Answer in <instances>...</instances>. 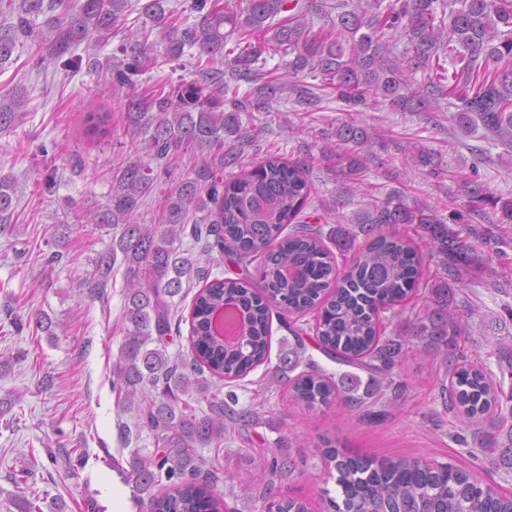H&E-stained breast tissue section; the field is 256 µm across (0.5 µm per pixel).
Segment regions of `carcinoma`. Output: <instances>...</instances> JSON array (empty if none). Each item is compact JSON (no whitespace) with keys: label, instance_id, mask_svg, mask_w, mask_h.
Wrapping results in <instances>:
<instances>
[{"label":"carcinoma","instance_id":"1","mask_svg":"<svg viewBox=\"0 0 512 512\" xmlns=\"http://www.w3.org/2000/svg\"><path fill=\"white\" fill-rule=\"evenodd\" d=\"M167 0H146L141 13L164 29L166 55L178 59L196 49L206 74L227 67L229 81L251 83L263 54L276 48L288 57V78L309 75L336 85L337 97L348 105L382 99L397 112H416L440 99L456 101L453 121L464 134L478 129L512 148V0H319L317 10L331 22V31L311 30L305 14L291 0H245L234 8L220 0H192L200 22L180 34L166 25ZM9 9L10 21H0V65L18 47L60 57L91 35H106L129 10L128 0H0V15ZM404 41L402 55L390 57V38ZM245 47L233 58L224 49L232 38ZM145 42L129 33V62L113 82L122 89L132 84ZM426 78L412 84L409 72ZM286 83L264 84L246 97L228 99L229 109L190 84L173 98H158L134 113L132 127L150 133L147 147L157 162L169 161L184 146L211 152L224 146V137L240 131L241 113L264 112L272 100L288 93ZM25 100L0 91V133L14 128ZM94 137L108 134V115L92 112L85 119ZM338 140L349 145L337 165L360 181L364 152L375 136L352 121L337 129ZM406 162L434 173L429 150L414 145ZM153 169L131 162L112 178L109 203L84 215L85 223L120 229L100 253L85 278L89 288L108 286L116 262L125 265V320L129 324L113 363L112 388L125 407L135 410V434L148 432L154 441L149 456L131 454L127 479L146 512H224V477L206 468L199 449L224 442L227 413L236 395L212 394L204 371L228 381L246 376L268 360L272 339V308L296 315L320 308L316 325L308 328L285 322L294 337L288 348V368L296 369L307 351L305 338L338 364L367 370L377 382L371 400L358 397V378L342 377L346 401L354 407H394L405 396L395 369L407 350L381 342L380 318L401 305L416 288L423 255L412 242L385 226L416 224L430 244L428 258L441 265L435 281L437 305L416 315L422 336L447 338L455 346L463 329L448 307V290L466 286V273L475 267L505 265L512 258V197L488 196L478 181L463 185L473 211L490 205L496 223L475 232L480 245L468 242L434 210L412 207L396 195L375 200L359 212L352 233L332 230L336 247L346 249L363 237L352 264L338 272L332 250L319 228L300 221L311 203L305 169L277 156L241 175L224 179V153L194 171L193 176L164 195L162 214L155 224H140L137 214L155 188ZM16 182L0 175V233L9 230L15 212ZM205 213L206 227L188 225L190 213ZM292 230H287L288 226ZM214 237L207 250L219 248L234 263L259 260L261 290L248 276L210 278L211 271L181 249V239ZM296 271L290 277L288 270ZM202 283L190 311L191 360L167 355L172 331L174 297L183 285ZM233 308L247 322L241 340L227 344L213 333L212 317ZM156 343L150 348L148 344ZM501 379L474 364L450 365V385L444 390L448 409L463 423H474L493 409L512 417V352L498 359ZM295 400L309 408L329 404L338 388L313 364L291 380ZM334 462L340 499L324 497L331 512H512V497L491 493L467 471L452 463H429L415 458L376 463L351 456L324 442ZM295 470L291 459L276 456L250 478L247 488L261 500L275 495L274 477ZM40 497L21 495L17 512H42Z\"/></svg>","mask_w":512,"mask_h":512}]
</instances>
